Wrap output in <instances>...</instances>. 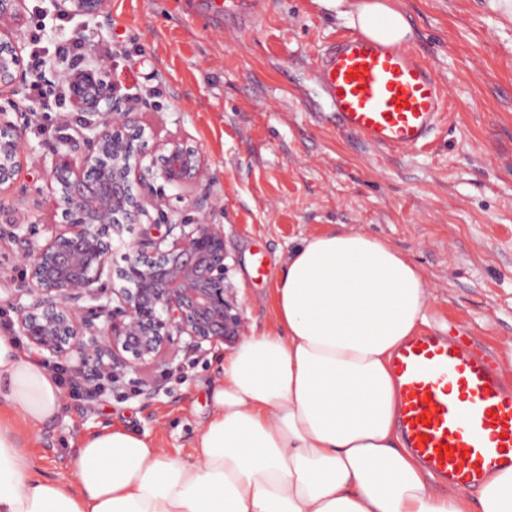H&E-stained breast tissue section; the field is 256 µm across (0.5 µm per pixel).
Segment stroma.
Listing matches in <instances>:
<instances>
[{"label":"stroma","mask_w":512,"mask_h":512,"mask_svg":"<svg viewBox=\"0 0 512 512\" xmlns=\"http://www.w3.org/2000/svg\"><path fill=\"white\" fill-rule=\"evenodd\" d=\"M400 3L447 101L431 143L405 155L337 125L315 62L350 28L320 0H268L242 36L220 30L201 0H108L107 16L72 18L65 31L51 0H25V11L43 19L51 58L72 30L89 60L114 44L111 79L134 93L138 120L200 149L207 176L195 187L152 181L167 198L159 221L223 225L244 336L274 328L272 288L289 250L329 230L361 232L422 271L419 334L466 343L512 384V15L502 0ZM23 142L30 160L20 192L0 206V227L44 230L61 221L48 190L55 142L33 126ZM196 197L217 205L192 209ZM178 361L151 405L129 388L89 406L64 401L32 451L41 472L64 473L77 436L104 425L188 452L218 355Z\"/></svg>","instance_id":"35a3bbf8"}]
</instances>
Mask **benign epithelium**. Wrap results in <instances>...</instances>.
<instances>
[{
  "instance_id": "1",
  "label": "benign epithelium",
  "mask_w": 512,
  "mask_h": 512,
  "mask_svg": "<svg viewBox=\"0 0 512 512\" xmlns=\"http://www.w3.org/2000/svg\"><path fill=\"white\" fill-rule=\"evenodd\" d=\"M108 0H52L55 11L93 19ZM24 0H0V98L14 99L26 81L19 26ZM74 107L98 116L75 137L58 142L52 158L51 194L63 223L42 237L35 224H13L9 238L21 281L0 302L13 314L15 334L41 360L81 379L88 403L136 375L137 393L149 406L179 352L206 356L242 336L236 293L227 284L229 257L218 224H168L164 235L126 241L119 283L100 284L109 267L112 238L167 204L164 194L146 201L138 188L148 179L183 187L204 179L199 150L177 137L144 136L122 106L106 63L64 72ZM28 113L0 112V198L12 191L26 163L21 127Z\"/></svg>"
}]
</instances>
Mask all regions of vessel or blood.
<instances>
[{"mask_svg":"<svg viewBox=\"0 0 512 512\" xmlns=\"http://www.w3.org/2000/svg\"><path fill=\"white\" fill-rule=\"evenodd\" d=\"M264 0H209V12L243 32ZM324 99L337 124L394 154L426 146L446 100L413 47H386L363 35L341 38L318 61ZM404 443L441 481L480 485L487 472L512 468V388L467 345L417 336L392 360Z\"/></svg>","mask_w":512,"mask_h":512,"instance_id":"1","label":"vessel or blood"}]
</instances>
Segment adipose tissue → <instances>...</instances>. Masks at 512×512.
Here are the masks:
<instances>
[{"instance_id": "adipose-tissue-1", "label": "adipose tissue", "mask_w": 512, "mask_h": 512, "mask_svg": "<svg viewBox=\"0 0 512 512\" xmlns=\"http://www.w3.org/2000/svg\"><path fill=\"white\" fill-rule=\"evenodd\" d=\"M324 3L376 42L413 36L393 0ZM273 294L276 332L221 360L190 454L102 427L55 479L29 437L59 417L62 390L0 336V512H469L463 495L431 490L397 427L390 362L424 318L419 268L379 239L331 230L290 252ZM478 502L512 512V469L491 472Z\"/></svg>"}]
</instances>
